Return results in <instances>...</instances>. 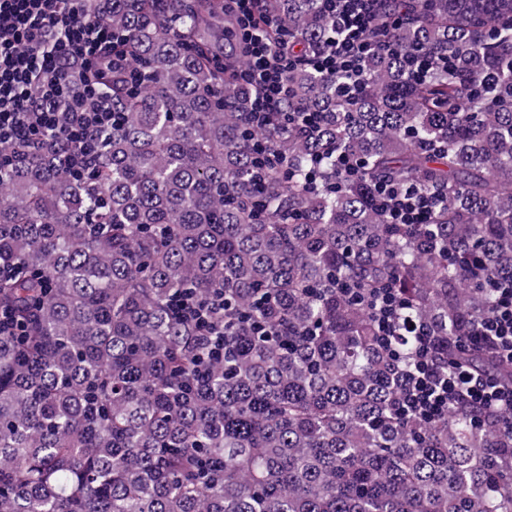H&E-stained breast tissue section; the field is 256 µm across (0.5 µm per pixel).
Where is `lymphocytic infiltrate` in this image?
<instances>
[{
	"instance_id": "1",
	"label": "lymphocytic infiltrate",
	"mask_w": 512,
	"mask_h": 512,
	"mask_svg": "<svg viewBox=\"0 0 512 512\" xmlns=\"http://www.w3.org/2000/svg\"><path fill=\"white\" fill-rule=\"evenodd\" d=\"M229 3L245 57L242 77L252 89L249 121L258 128L288 123L287 76L294 57L267 34L278 20L263 15L264 0ZM317 5L332 17L335 34L314 53L311 65L357 88L374 48L370 34L379 20L377 0H317ZM115 40L111 24L91 12L90 0H0V143L31 146L44 135H60L71 145L70 173H91L101 154L102 134L120 119L111 99L90 79ZM376 197L391 224L427 223L439 202L437 194L392 182L377 187ZM499 293L496 308L472 323L465 341L491 343L500 360L511 362L512 285L501 286ZM414 332L419 358L403 396L405 411L432 419L462 392L477 409L498 416L500 425L512 430V389L487 374L460 370L441 375L433 357L432 329L422 324Z\"/></svg>"
}]
</instances>
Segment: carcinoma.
I'll return each instance as SVG.
<instances>
[{"mask_svg":"<svg viewBox=\"0 0 512 512\" xmlns=\"http://www.w3.org/2000/svg\"><path fill=\"white\" fill-rule=\"evenodd\" d=\"M378 2L404 23L374 41L448 68L378 49L348 98L299 65L288 112L322 123L285 133L248 124L224 0H92L124 57L94 174L54 135L0 144V512H512V432L464 398L433 422L399 405L418 321L443 373L512 387L490 345L456 346L512 279V0ZM266 3L300 55L333 35L315 0ZM261 144L286 161L260 186ZM383 180L439 192L430 223H387ZM386 289L388 343L362 301ZM382 47H384L385 51L389 54L393 53L402 56L407 61L408 67L423 79L427 77L431 73L432 69H434L436 66H440L442 68H445L446 66V60L444 58L433 61L427 57H422L410 52L402 51L398 44L388 40L383 42Z\"/></svg>","mask_w":512,"mask_h":512,"instance_id":"obj_1","label":"carcinoma"}]
</instances>
